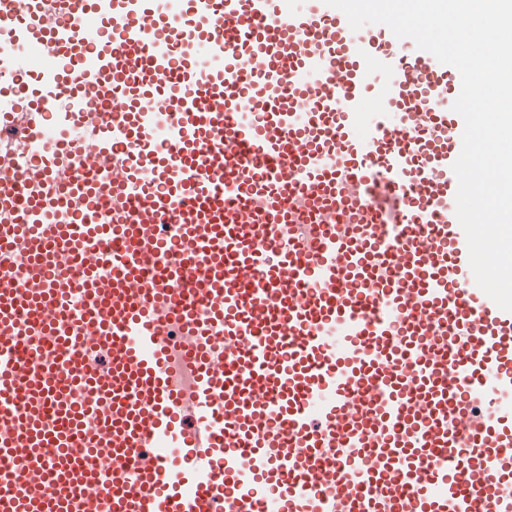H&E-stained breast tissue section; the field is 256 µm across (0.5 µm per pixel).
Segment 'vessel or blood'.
Instances as JSON below:
<instances>
[{"mask_svg": "<svg viewBox=\"0 0 512 512\" xmlns=\"http://www.w3.org/2000/svg\"><path fill=\"white\" fill-rule=\"evenodd\" d=\"M460 90L324 0H0V512H512Z\"/></svg>", "mask_w": 512, "mask_h": 512, "instance_id": "obj_1", "label": "vessel or blood"}]
</instances>
